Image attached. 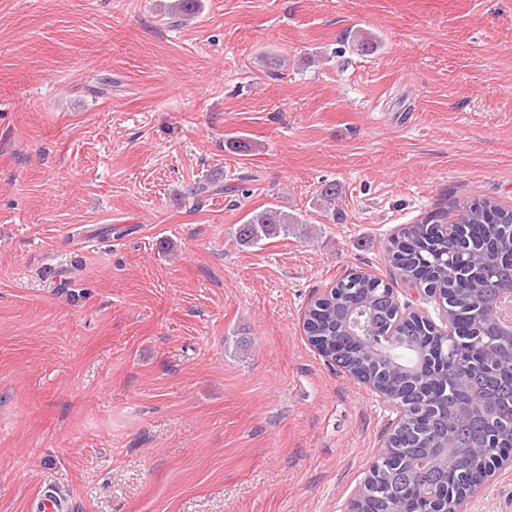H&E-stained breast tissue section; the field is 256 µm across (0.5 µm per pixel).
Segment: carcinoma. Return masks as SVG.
Returning a JSON list of instances; mask_svg holds the SVG:
<instances>
[{
	"mask_svg": "<svg viewBox=\"0 0 512 512\" xmlns=\"http://www.w3.org/2000/svg\"><path fill=\"white\" fill-rule=\"evenodd\" d=\"M196 0H171L164 6L171 19L186 17ZM318 200L336 211V185L325 184ZM456 220L443 227L432 215L413 224L394 244V275L406 284L419 282L439 289L447 306L448 318L456 332L452 337L431 338L416 330L406 335L416 337L415 346L386 344L387 356L401 365L416 363L418 350H432L440 363L437 383L422 392L404 382L392 390L405 407L396 432L400 448H422L436 438H448V448L473 444L488 454H512V378L504 365L484 357V339L472 335L481 317L483 301L494 289L512 280V209L491 200L459 199L452 202ZM294 215L268 207L239 225L238 242L253 247L262 240L288 233L289 225L298 224ZM339 300L355 297L361 319L368 328L384 327L397 313L394 296L382 291L383 284L366 278H343L336 283ZM344 310L332 304L314 308L308 314L313 331L333 339L336 319ZM346 363L366 377L383 378L388 364L364 352L362 346L343 348Z\"/></svg>",
	"mask_w": 512,
	"mask_h": 512,
	"instance_id": "1",
	"label": "carcinoma"
}]
</instances>
